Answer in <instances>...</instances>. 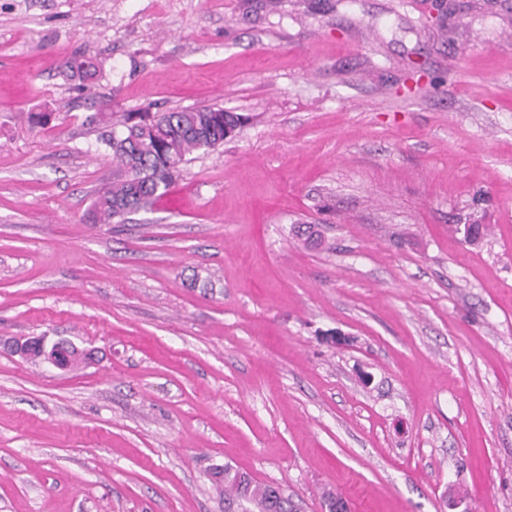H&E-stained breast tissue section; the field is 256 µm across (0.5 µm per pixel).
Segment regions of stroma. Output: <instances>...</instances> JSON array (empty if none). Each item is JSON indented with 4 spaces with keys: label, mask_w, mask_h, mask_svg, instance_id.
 Listing matches in <instances>:
<instances>
[{
    "label": "stroma",
    "mask_w": 512,
    "mask_h": 512,
    "mask_svg": "<svg viewBox=\"0 0 512 512\" xmlns=\"http://www.w3.org/2000/svg\"><path fill=\"white\" fill-rule=\"evenodd\" d=\"M437 5L0 0V512H221L224 464L512 512V0ZM203 106L246 122L92 223L113 122ZM16 352L25 357L42 358L44 362L60 370L69 369L73 365L76 357L79 355V350H77L76 354H71V350L67 345L63 346L61 344H56L52 347H47L42 343H39L38 345L37 356L32 353V349L29 345L24 344L17 346Z\"/></svg>",
    "instance_id": "35a3bbf8"
}]
</instances>
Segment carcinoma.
Here are the masks:
<instances>
[{
  "label": "carcinoma",
  "instance_id": "1",
  "mask_svg": "<svg viewBox=\"0 0 512 512\" xmlns=\"http://www.w3.org/2000/svg\"><path fill=\"white\" fill-rule=\"evenodd\" d=\"M224 115L214 107L126 114L121 135L105 141L114 172L94 202V221L122 219L165 194L186 155L224 143ZM210 480L224 512H296L279 486L255 482L227 464L214 467Z\"/></svg>",
  "mask_w": 512,
  "mask_h": 512
}]
</instances>
